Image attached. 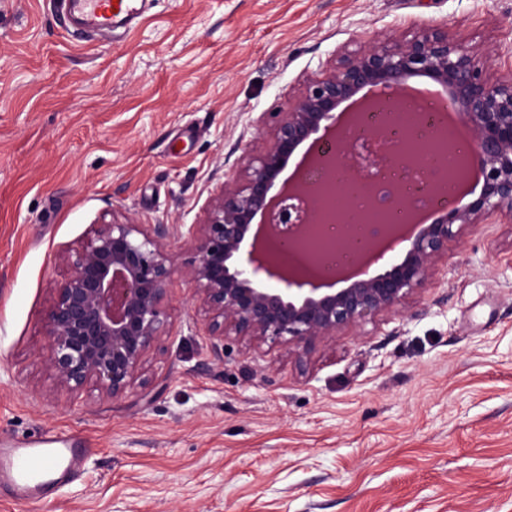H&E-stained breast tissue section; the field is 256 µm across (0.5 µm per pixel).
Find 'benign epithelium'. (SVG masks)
I'll return each instance as SVG.
<instances>
[{
  "label": "benign epithelium",
  "mask_w": 512,
  "mask_h": 512,
  "mask_svg": "<svg viewBox=\"0 0 512 512\" xmlns=\"http://www.w3.org/2000/svg\"><path fill=\"white\" fill-rule=\"evenodd\" d=\"M415 78L441 87L473 136L472 160L483 177L479 196L429 224L388 231L375 249L408 242L403 257L385 270L340 278L344 287L303 270L284 272L271 261L268 242L302 232L313 214L296 204L295 191L311 187L276 179L309 139L332 137L338 109L380 101ZM271 146L242 157L238 170L206 204L201 224H138L131 217L89 226L76 246L56 254L62 269L42 318L47 337L43 362L57 388L79 394L93 387L99 398H119L145 386L150 352L168 333V302L175 279L194 289L214 353L227 336L290 351L334 341L362 322L398 309L421 288L448 242L471 224L499 215L512 221V67L487 74L483 54L466 52L441 28L411 37L384 35L355 52H339L332 70L310 79L288 112H274ZM261 216L260 229L251 232ZM185 243L177 262L168 243Z\"/></svg>",
  "instance_id": "benign-epithelium-1"
}]
</instances>
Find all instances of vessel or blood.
I'll return each instance as SVG.
<instances>
[{
    "label": "vessel or blood",
    "instance_id": "1",
    "mask_svg": "<svg viewBox=\"0 0 512 512\" xmlns=\"http://www.w3.org/2000/svg\"><path fill=\"white\" fill-rule=\"evenodd\" d=\"M149 0H63L73 21L91 35L134 29L144 19ZM87 441L77 432L40 435L0 442V486L18 498L51 497L85 462Z\"/></svg>",
    "mask_w": 512,
    "mask_h": 512
}]
</instances>
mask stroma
I'll list each match as a JSON object with an SVG mask.
<instances>
[{
  "instance_id": "stroma-1",
  "label": "stroma",
  "mask_w": 512,
  "mask_h": 512,
  "mask_svg": "<svg viewBox=\"0 0 512 512\" xmlns=\"http://www.w3.org/2000/svg\"><path fill=\"white\" fill-rule=\"evenodd\" d=\"M444 28L512 65V0H153L76 32L62 0H0V438L91 446L48 504L0 512H512V221L448 244L400 311L297 354L210 352L190 285L149 388L60 391L42 317L55 255L109 214L199 224L337 52Z\"/></svg>"
}]
</instances>
